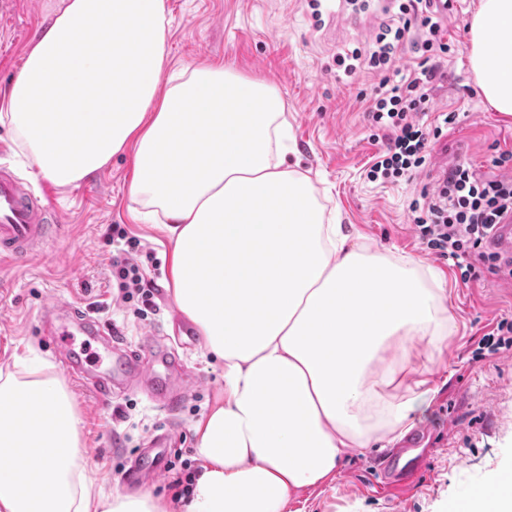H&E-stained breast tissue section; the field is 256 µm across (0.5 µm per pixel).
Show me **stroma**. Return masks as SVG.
Masks as SVG:
<instances>
[{"label": "stroma", "mask_w": 512, "mask_h": 512, "mask_svg": "<svg viewBox=\"0 0 512 512\" xmlns=\"http://www.w3.org/2000/svg\"><path fill=\"white\" fill-rule=\"evenodd\" d=\"M479 0H454L448 13L451 50L443 78L433 92L435 112H457L454 124L433 139L430 163L410 182L379 184L366 170L381 145L371 138L359 90L373 78L362 72L340 75L336 54L365 47L385 15V0H373L367 12L355 14L344 0H324L321 20H314L308 0H166L170 19L167 50L171 64L195 61L224 65L250 78H263L279 89L292 128L296 152L288 158L308 175L327 207L372 249L400 257L415 256L434 269L456 324L448 330V348L428 377L429 404L414 427L435 429V442L415 486L401 499L385 487L383 463L392 449L370 450L346 459L335 479L292 500L289 512H446L476 486L512 468V356L475 363L471 352L481 337L502 319L512 320V279L492 275L463 281L453 261L426 249L411 221L409 206L423 185L448 167L467 163L485 178L512 177V168L493 166L501 151H512V116L494 111L485 101L470 67L467 26ZM48 14L47 0H17L0 17V85L16 77L24 54ZM11 142L0 127V145ZM0 162L31 178L36 193L49 197L65 223L62 237L43 246L26 268L0 267V367L12 354H33L63 374L61 349L40 335L43 305L56 296L91 308L110 305L97 319L118 330L129 346L159 342L174 353L199 384L174 409L158 407L144 392L115 395L111 407L68 381L81 419L83 464L104 494L124 491L125 469L146 439L173 430L172 448L195 459L194 424L224 393V363L195 340L185 348L175 341L186 319L169 292L171 243L157 224H141L129 211L132 178L129 155L114 156L93 178L58 188L37 176L16 150ZM119 224L137 237L156 264H144L146 279L155 281L158 314L137 319L111 286L110 249L102 235Z\"/></svg>", "instance_id": "obj_1"}]
</instances>
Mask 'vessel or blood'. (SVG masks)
I'll use <instances>...</instances> for the list:
<instances>
[{
  "mask_svg": "<svg viewBox=\"0 0 512 512\" xmlns=\"http://www.w3.org/2000/svg\"><path fill=\"white\" fill-rule=\"evenodd\" d=\"M62 228L61 219L43 206L29 183L8 166L0 165V261L30 258L41 243ZM45 313L47 319L41 334L46 341H55L73 331L117 356L119 368L109 375L98 371L95 363L73 354L63 360L68 375L94 393L102 406L111 405L113 388L143 373L148 376L152 398L171 405L185 397V390L172 383V375L180 364L168 350L155 347L144 355L129 350L118 336L103 331L94 317L78 311L69 303H48ZM167 460L168 437L164 434L155 436L140 449L126 475L127 483L134 485L143 474L165 471ZM421 467V462L415 461L394 469L388 482L389 490L396 496H403L405 488L416 479Z\"/></svg>",
  "mask_w": 512,
  "mask_h": 512,
  "instance_id": "1",
  "label": "vessel or blood"
}]
</instances>
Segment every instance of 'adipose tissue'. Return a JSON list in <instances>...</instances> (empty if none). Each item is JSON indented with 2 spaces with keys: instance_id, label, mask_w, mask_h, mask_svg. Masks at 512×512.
I'll use <instances>...</instances> for the list:
<instances>
[{
  "instance_id": "obj_1",
  "label": "adipose tissue",
  "mask_w": 512,
  "mask_h": 512,
  "mask_svg": "<svg viewBox=\"0 0 512 512\" xmlns=\"http://www.w3.org/2000/svg\"><path fill=\"white\" fill-rule=\"evenodd\" d=\"M168 29L165 0H54L0 126L59 187L131 154V214L163 225L173 303L224 362V395L194 425L185 512H288L410 429L455 317L421 259L350 241L289 167L276 86L170 67ZM467 33L484 98L512 115V0H479ZM79 423L47 362L0 371V512H170L146 490L96 492ZM492 485L465 512H512V470Z\"/></svg>"
}]
</instances>
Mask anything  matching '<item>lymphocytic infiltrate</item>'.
I'll return each instance as SVG.
<instances>
[{
  "label": "lymphocytic infiltrate",
  "mask_w": 512,
  "mask_h": 512,
  "mask_svg": "<svg viewBox=\"0 0 512 512\" xmlns=\"http://www.w3.org/2000/svg\"><path fill=\"white\" fill-rule=\"evenodd\" d=\"M451 8L452 0H389L391 19L378 26L368 50L356 48L336 56V65L346 76L366 70L377 79L366 117L372 128L382 131L384 145L366 171L369 181L387 184L411 178L425 165L431 140L440 135L442 125L457 119L456 113L446 112L441 125L426 122L439 61L449 51L443 18ZM407 43L418 52L419 62L408 75L392 80L397 52ZM410 210L427 249L464 260L463 280L485 273L512 279V259L487 248L494 225L512 215L511 179H481L470 166L459 163L439 178L436 189H421ZM104 243L112 248V284L119 298L133 303L139 319L156 314L154 287L144 280L136 260L139 239L111 224Z\"/></svg>",
  "instance_id": "f902f5d3"
}]
</instances>
